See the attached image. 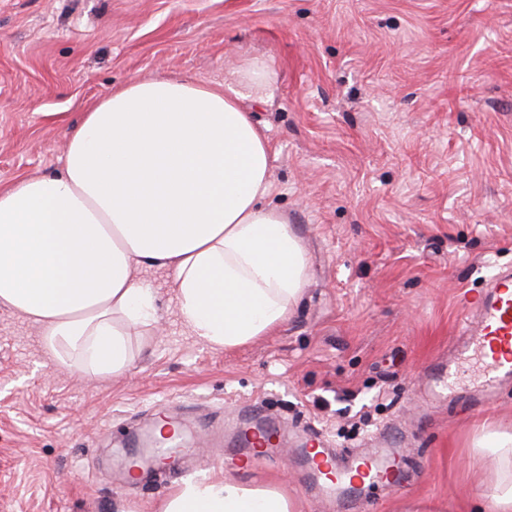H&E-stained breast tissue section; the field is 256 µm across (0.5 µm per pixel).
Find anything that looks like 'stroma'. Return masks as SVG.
Wrapping results in <instances>:
<instances>
[{"label":"stroma","instance_id":"stroma-1","mask_svg":"<svg viewBox=\"0 0 512 512\" xmlns=\"http://www.w3.org/2000/svg\"><path fill=\"white\" fill-rule=\"evenodd\" d=\"M251 59L276 73L242 104L265 133L271 204L302 239L306 284L286 324L228 349L178 324L148 269L161 328L134 334L123 372L52 360L0 307V512H159L181 487L125 477V434L166 412L206 479L306 492L296 427L334 448L392 447L404 488L368 512H465L494 475L472 451L512 432L493 405L428 397V365L497 268L512 266V0H0V190L59 170L83 112L129 81L213 84ZM260 403L284 419L272 462L242 467L202 436Z\"/></svg>","mask_w":512,"mask_h":512}]
</instances>
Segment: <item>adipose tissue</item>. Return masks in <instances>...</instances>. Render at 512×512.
Wrapping results in <instances>:
<instances>
[{
    "label": "adipose tissue",
    "mask_w": 512,
    "mask_h": 512,
    "mask_svg": "<svg viewBox=\"0 0 512 512\" xmlns=\"http://www.w3.org/2000/svg\"><path fill=\"white\" fill-rule=\"evenodd\" d=\"M262 63L234 81L136 79L84 113L62 167L0 191V306L36 325L57 359L124 370L130 338L159 323L137 276L172 275L176 315L200 342L232 348L268 335L302 294L307 260L288 216L269 205V146L240 104L269 88ZM501 466L493 512H512V432L474 439ZM160 512H295L283 492L185 482Z\"/></svg>",
    "instance_id": "1"
}]
</instances>
